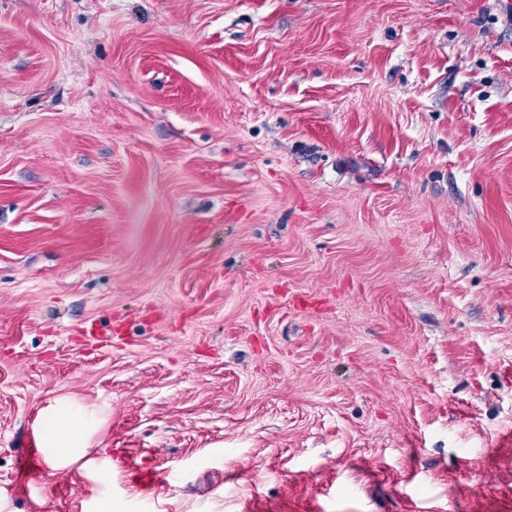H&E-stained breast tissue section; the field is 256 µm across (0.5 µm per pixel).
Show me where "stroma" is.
Listing matches in <instances>:
<instances>
[{
	"instance_id": "1",
	"label": "stroma",
	"mask_w": 512,
	"mask_h": 512,
	"mask_svg": "<svg viewBox=\"0 0 512 512\" xmlns=\"http://www.w3.org/2000/svg\"><path fill=\"white\" fill-rule=\"evenodd\" d=\"M500 6L0 0V512H512ZM50 428L43 433L45 447L80 448L84 447L87 429L91 426L86 418L74 422L70 409L61 408L47 418Z\"/></svg>"
}]
</instances>
